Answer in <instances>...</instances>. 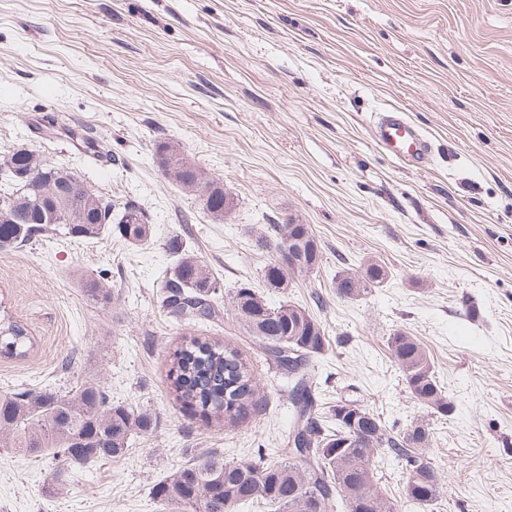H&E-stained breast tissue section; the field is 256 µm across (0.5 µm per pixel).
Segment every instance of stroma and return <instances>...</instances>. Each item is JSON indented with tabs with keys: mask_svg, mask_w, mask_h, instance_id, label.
<instances>
[{
	"mask_svg": "<svg viewBox=\"0 0 512 512\" xmlns=\"http://www.w3.org/2000/svg\"><path fill=\"white\" fill-rule=\"evenodd\" d=\"M392 107L432 142L423 164L374 139L376 113ZM161 141L223 183L224 221L165 176ZM18 147L139 205L152 238L58 234L0 250V305L33 342L0 356V392L96 377L155 425L122 458L70 472L63 495L49 491L55 461L0 447V512H157L154 485L212 449L245 461L282 447L288 393L232 311L243 286L325 326L315 370L328 400L397 431L429 421L432 507L405 503L403 464L377 465L398 512H512V0H0V158ZM288 220L310 226L323 259L281 292L262 270L268 226ZM174 237L221 280L219 319L179 325L163 310ZM368 259L386 280L338 295L337 271ZM89 277L111 304L85 295ZM398 330L426 347L451 415L410 398L386 344ZM191 337L250 360L251 421L205 422L177 404L169 354Z\"/></svg>",
	"mask_w": 512,
	"mask_h": 512,
	"instance_id": "35a3bbf8",
	"label": "stroma"
}]
</instances>
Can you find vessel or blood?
Instances as JSON below:
<instances>
[{
    "label": "vessel or blood",
    "mask_w": 512,
    "mask_h": 512,
    "mask_svg": "<svg viewBox=\"0 0 512 512\" xmlns=\"http://www.w3.org/2000/svg\"><path fill=\"white\" fill-rule=\"evenodd\" d=\"M373 134L378 143L409 163H422L431 153L430 141L398 108L378 115Z\"/></svg>",
    "instance_id": "vessel-or-blood-1"
}]
</instances>
